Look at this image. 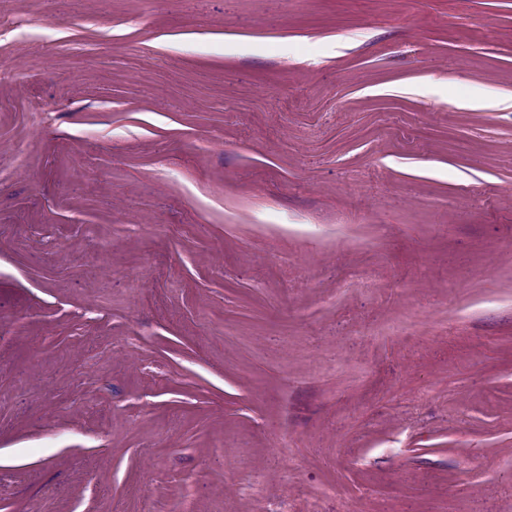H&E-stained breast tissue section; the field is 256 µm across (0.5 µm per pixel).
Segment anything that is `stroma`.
<instances>
[{
    "label": "stroma",
    "instance_id": "obj_1",
    "mask_svg": "<svg viewBox=\"0 0 512 512\" xmlns=\"http://www.w3.org/2000/svg\"><path fill=\"white\" fill-rule=\"evenodd\" d=\"M283 499L512 512V0H0V512Z\"/></svg>",
    "mask_w": 512,
    "mask_h": 512
}]
</instances>
